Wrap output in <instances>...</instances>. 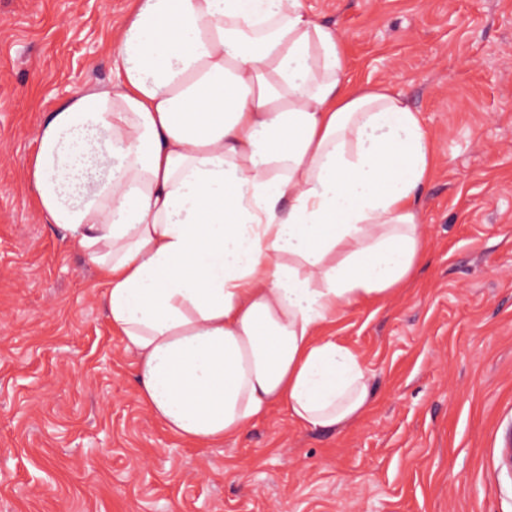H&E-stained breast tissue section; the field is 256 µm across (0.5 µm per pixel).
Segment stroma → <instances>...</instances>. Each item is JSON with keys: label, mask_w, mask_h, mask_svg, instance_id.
Returning a JSON list of instances; mask_svg holds the SVG:
<instances>
[{"label": "stroma", "mask_w": 512, "mask_h": 512, "mask_svg": "<svg viewBox=\"0 0 512 512\" xmlns=\"http://www.w3.org/2000/svg\"><path fill=\"white\" fill-rule=\"evenodd\" d=\"M347 75L420 112L425 252L326 325L373 396L313 430L273 405L203 447L140 401L105 287L38 211L35 132L114 81L130 0H0V512H512V0H301Z\"/></svg>", "instance_id": "obj_1"}]
</instances>
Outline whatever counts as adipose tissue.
Segmentation results:
<instances>
[{"mask_svg": "<svg viewBox=\"0 0 512 512\" xmlns=\"http://www.w3.org/2000/svg\"><path fill=\"white\" fill-rule=\"evenodd\" d=\"M112 62L36 131L37 206L98 271L141 402L239 439L274 404L336 430L372 398L322 326L401 287L425 243L420 113L359 89L300 0H133Z\"/></svg>", "mask_w": 512, "mask_h": 512, "instance_id": "obj_1", "label": "adipose tissue"}]
</instances>
